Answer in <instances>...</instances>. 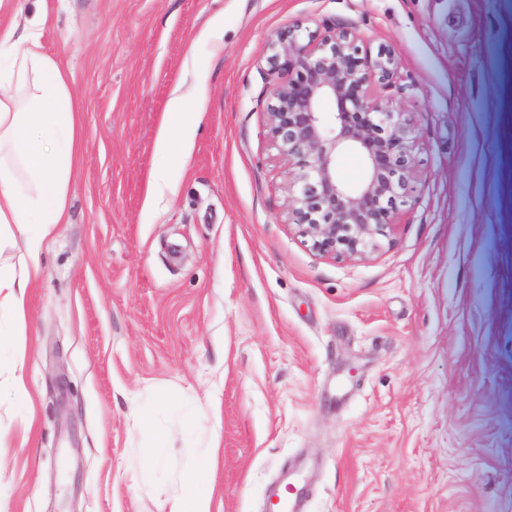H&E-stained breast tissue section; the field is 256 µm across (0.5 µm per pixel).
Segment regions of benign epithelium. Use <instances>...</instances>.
<instances>
[{"label": "benign epithelium", "mask_w": 512, "mask_h": 512, "mask_svg": "<svg viewBox=\"0 0 512 512\" xmlns=\"http://www.w3.org/2000/svg\"><path fill=\"white\" fill-rule=\"evenodd\" d=\"M264 92L267 135L288 161V223L317 251L364 257L394 223V205L413 178L410 128L383 108L378 88L398 79L391 53L362 51L349 31L297 26L269 42ZM358 152L368 174L355 189L336 176V157Z\"/></svg>", "instance_id": "1"}]
</instances>
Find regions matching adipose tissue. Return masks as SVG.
Wrapping results in <instances>:
<instances>
[{
	"label": "adipose tissue",
	"mask_w": 512,
	"mask_h": 512,
	"mask_svg": "<svg viewBox=\"0 0 512 512\" xmlns=\"http://www.w3.org/2000/svg\"><path fill=\"white\" fill-rule=\"evenodd\" d=\"M24 19L0 25V244L23 241L25 258L0 260V321H25L27 292L44 275L42 237L64 223L68 183L79 137V100L71 79L45 53L38 34L45 22L41 0H16ZM213 487L199 467L174 480L169 512H212Z\"/></svg>",
	"instance_id": "adipose-tissue-1"
}]
</instances>
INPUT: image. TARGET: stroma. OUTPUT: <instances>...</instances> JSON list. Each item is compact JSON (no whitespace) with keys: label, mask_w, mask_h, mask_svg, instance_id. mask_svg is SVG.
<instances>
[{"label":"stroma","mask_w":512,"mask_h":512,"mask_svg":"<svg viewBox=\"0 0 512 512\" xmlns=\"http://www.w3.org/2000/svg\"><path fill=\"white\" fill-rule=\"evenodd\" d=\"M81 96L66 223L0 348V512H169L183 468L213 512H512V0H43ZM351 30L394 55L381 104L417 173L366 258L286 223L267 46ZM205 94L160 167L176 95ZM170 437L136 431L132 402ZM154 464L132 485L128 467ZM269 503L272 504L274 512H296V486L293 482H288V485L281 487L276 493L271 496Z\"/></svg>","instance_id":"1"}]
</instances>
